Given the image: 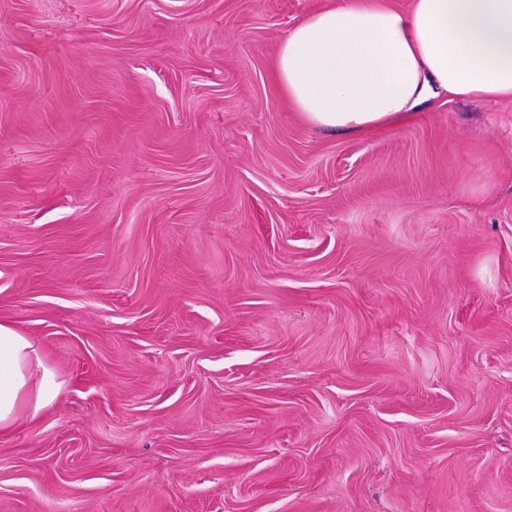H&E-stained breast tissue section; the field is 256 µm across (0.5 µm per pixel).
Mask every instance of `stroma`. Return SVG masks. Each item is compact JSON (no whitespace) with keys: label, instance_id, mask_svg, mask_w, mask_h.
<instances>
[{"label":"stroma","instance_id":"35a3bbf8","mask_svg":"<svg viewBox=\"0 0 512 512\" xmlns=\"http://www.w3.org/2000/svg\"><path fill=\"white\" fill-rule=\"evenodd\" d=\"M335 0H0V322L62 397L0 512H512V100L357 134Z\"/></svg>","mask_w":512,"mask_h":512}]
</instances>
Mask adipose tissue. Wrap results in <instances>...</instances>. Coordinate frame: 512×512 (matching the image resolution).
I'll list each match as a JSON object with an SVG mask.
<instances>
[{"instance_id": "adipose-tissue-1", "label": "adipose tissue", "mask_w": 512, "mask_h": 512, "mask_svg": "<svg viewBox=\"0 0 512 512\" xmlns=\"http://www.w3.org/2000/svg\"><path fill=\"white\" fill-rule=\"evenodd\" d=\"M273 68L293 111L333 131L401 119L431 97L512 100V0H338L288 31ZM63 388L40 347L0 323V435Z\"/></svg>"}]
</instances>
